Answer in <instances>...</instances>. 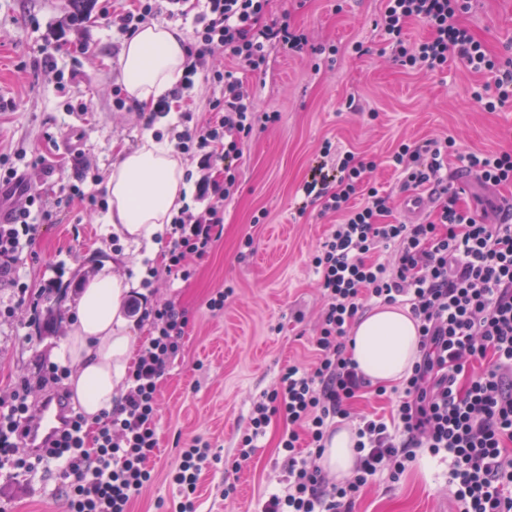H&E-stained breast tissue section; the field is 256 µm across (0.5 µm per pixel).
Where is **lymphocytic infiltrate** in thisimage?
<instances>
[{
	"label": "lymphocytic infiltrate",
	"mask_w": 512,
	"mask_h": 512,
	"mask_svg": "<svg viewBox=\"0 0 512 512\" xmlns=\"http://www.w3.org/2000/svg\"><path fill=\"white\" fill-rule=\"evenodd\" d=\"M187 0H132L113 15L120 33L134 34L159 13L185 16ZM271 0H204L195 18L193 65L170 96L161 98L153 114H166L173 100L194 85L208 57L221 55L236 70L215 69L212 84L220 97L211 103L213 118L201 131H175L177 147L199 151L202 167L239 155L240 145L259 123H274L278 113L254 112L249 91L237 69L259 71L276 44L302 52L305 33L289 14L269 15ZM473 0H383L375 21L386 36L391 59L405 70L434 73L457 60L474 73L492 74L476 85L472 98L492 111L512 102V56L492 53L461 21ZM423 22L428 34L411 42L404 31ZM445 136L421 143H400L388 163L402 177L403 189L425 187L433 206L426 222L388 223L394 196L371 181L377 163L371 157L344 152L336 183L315 179L303 194L321 214L337 218L313 258L319 276L322 308L313 338L314 358L305 367L288 366L276 387L253 401L236 448L248 460L273 418L287 427L279 446L287 487L271 495L263 512H352L363 487L385 473L398 479L418 450L449 461L448 485L459 512H512V209L501 208L489 222L459 203V190L449 188L443 173L449 153L461 171L477 172L482 183L512 184V152L459 153ZM28 174L0 161V188L16 192L12 223L0 224V282L19 289V308L39 323L40 298L22 291L16 265L32 246L38 221L49 220L39 195L26 191ZM236 176L225 169L223 180L202 179L201 195L215 202L198 218H174L166 245L167 273L188 281L190 258L210 253L224 231V200L234 194ZM409 306L418 321L420 356L404 380L389 417L359 416L354 427L356 465L343 481L326 480L318 464L334 422L350 419V406L366 388L376 395L348 354L350 331L367 302ZM141 319L152 332L138 346L128 372L121 403L90 424L74 413L69 429L40 453L24 451L22 440L35 418L28 403L33 388L58 381L63 367L43 361L35 378L22 381L0 396V474L18 479L39 466L61 467L68 512H131L136 495L154 480L159 451L156 430L158 387L171 361L182 349L190 323L187 309L168 301L143 308ZM210 443L193 441L170 473L178 489L172 512H196V493L204 469L220 463Z\"/></svg>",
	"instance_id": "obj_1"
}]
</instances>
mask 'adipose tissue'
Listing matches in <instances>:
<instances>
[{"label":"adipose tissue","instance_id":"1","mask_svg":"<svg viewBox=\"0 0 512 512\" xmlns=\"http://www.w3.org/2000/svg\"><path fill=\"white\" fill-rule=\"evenodd\" d=\"M188 45L174 24L144 25L126 37L120 53V81L128 97L150 104L167 95L185 72ZM188 167L168 139L144 132L139 146L122 150L105 184L108 212L104 233H117L145 256H154L158 241L186 204L191 182ZM136 279L114 275L110 267L83 288L68 336L59 351L69 360L73 399L89 421L119 405L121 387L135 338L125 300ZM349 355L371 384L394 385L410 373L419 357L418 326L409 307L384 305L358 319ZM354 433L339 428L319 461L337 480L355 467Z\"/></svg>","mask_w":512,"mask_h":512}]
</instances>
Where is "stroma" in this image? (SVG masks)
Masks as SVG:
<instances>
[{
	"mask_svg": "<svg viewBox=\"0 0 512 512\" xmlns=\"http://www.w3.org/2000/svg\"><path fill=\"white\" fill-rule=\"evenodd\" d=\"M95 0L81 28L69 26L68 0H0V156L37 153L44 172L34 174L50 221L41 224L32 248L23 250L16 274L30 291L51 278L61 286L52 320L28 336L22 314L0 318V394L32 375L40 359L54 360L66 337L71 312L84 284L100 267L138 278L131 298L141 306L169 300L186 308L191 322L183 350L159 387L157 433L160 454L154 482L136 496L132 512H165L177 488L168 472L194 438L220 448L221 463L204 472L197 488V512H262L269 493L287 479L277 448L285 429L273 419L250 459L233 467L234 446L250 404L272 386L288 365L312 359L310 340L320 308L312 255L335 219L308 204L301 187L323 159L324 142L376 158L377 187L398 191L387 157L400 142L450 136L459 150H512V103L489 112L471 91L478 75L449 62L437 75L413 73L390 62L384 37L373 27L382 0H271L272 16L290 10L310 49H270L263 73L245 74L256 112H276L277 123L256 128L234 162L237 191L224 203V235L195 274L170 282L162 255L142 257L117 236L102 231L106 208L86 211L81 201L57 207L64 185L105 197L104 182L120 149L136 148L147 113L135 103L116 109L124 37L100 18ZM463 22L493 53L512 48V0H478ZM87 39V55L45 56L44 41ZM364 42L369 52L352 57L346 48ZM333 44L335 62L315 46ZM361 111H346L349 95ZM87 111H80V104ZM253 237V249L243 241ZM234 293L220 313L207 303L218 291ZM56 470L38 471L24 482L0 479V507L6 512H67ZM234 484L224 497L225 484ZM448 466L418 455L398 481L375 477L353 512H455Z\"/></svg>",
	"mask_w": 512,
	"mask_h": 512,
	"instance_id": "stroma-1",
	"label": "stroma"
}]
</instances>
